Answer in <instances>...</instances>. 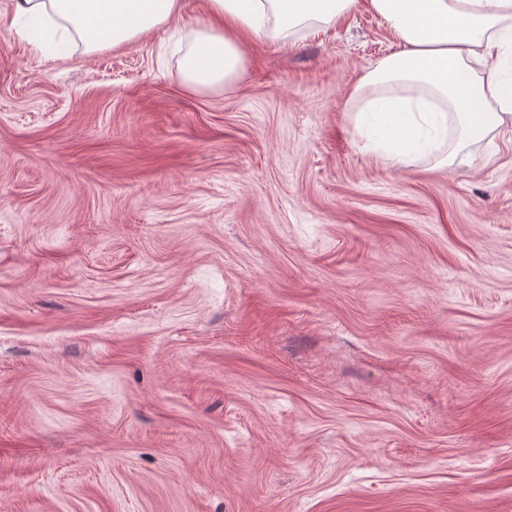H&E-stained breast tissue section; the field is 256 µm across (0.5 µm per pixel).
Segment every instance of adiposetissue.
Returning a JSON list of instances; mask_svg holds the SVG:
<instances>
[{
  "mask_svg": "<svg viewBox=\"0 0 512 512\" xmlns=\"http://www.w3.org/2000/svg\"><path fill=\"white\" fill-rule=\"evenodd\" d=\"M357 0H205V23L181 59L194 90L236 80L254 38L284 46L332 25ZM396 42L367 73L352 114L367 150L393 166L434 157L512 130V0H364ZM182 0H13L12 25L38 48L66 53L118 47L168 25Z\"/></svg>",
  "mask_w": 512,
  "mask_h": 512,
  "instance_id": "obj_1",
  "label": "adipose tissue"
}]
</instances>
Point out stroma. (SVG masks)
<instances>
[{
	"mask_svg": "<svg viewBox=\"0 0 512 512\" xmlns=\"http://www.w3.org/2000/svg\"><path fill=\"white\" fill-rule=\"evenodd\" d=\"M0 0V512H512V141L398 168L358 0L194 91L204 16L37 51Z\"/></svg>",
	"mask_w": 512,
	"mask_h": 512,
	"instance_id": "obj_1",
	"label": "stroma"
}]
</instances>
